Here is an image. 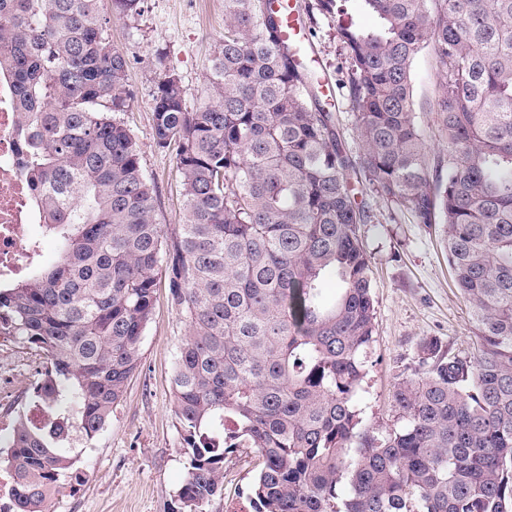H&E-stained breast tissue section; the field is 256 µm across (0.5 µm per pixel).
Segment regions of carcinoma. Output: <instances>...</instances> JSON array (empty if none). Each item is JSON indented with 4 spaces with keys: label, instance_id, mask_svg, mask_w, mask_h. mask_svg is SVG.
<instances>
[{
    "label": "carcinoma",
    "instance_id": "obj_1",
    "mask_svg": "<svg viewBox=\"0 0 512 512\" xmlns=\"http://www.w3.org/2000/svg\"><path fill=\"white\" fill-rule=\"evenodd\" d=\"M347 2L307 12L336 22L347 51L357 158L264 0H224L209 101L188 108L170 70L153 95L155 145L177 146L184 217L170 231L121 118L130 62L97 0H0L23 174L57 243L52 267L0 284V333L43 353L34 395L55 416L14 423L0 512H48L73 475L72 428L91 439L110 423L160 270L187 325L172 378L185 512L221 494L236 448L258 456L252 512H512V0H362L370 29ZM140 4L112 0L122 17ZM426 48L444 78L432 112L448 153L434 164L413 101ZM365 180L442 225L477 340L467 359L422 338L384 428L355 406L375 341Z\"/></svg>",
    "mask_w": 512,
    "mask_h": 512
}]
</instances>
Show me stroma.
I'll return each mask as SVG.
<instances>
[{
  "label": "stroma",
  "instance_id": "obj_1",
  "mask_svg": "<svg viewBox=\"0 0 512 512\" xmlns=\"http://www.w3.org/2000/svg\"><path fill=\"white\" fill-rule=\"evenodd\" d=\"M101 18L115 47L132 64L128 85L134 103L123 116L140 147L142 167L154 188L159 223L183 220L176 150L157 149L152 137V95L161 76L155 63L178 73L188 90L187 104L209 99V67L224 37V0H143L133 18L112 14L111 0H100ZM313 68L328 81L336 105V123L346 147L358 154L354 116L341 97L347 54L336 25L323 15L306 19ZM415 110L429 156L445 153L437 132L433 101L442 77L432 50L414 60ZM374 223L363 225L362 239L371 257L375 305V342L369 373L357 405L365 423L395 421L391 390L397 377L417 365V343L436 336L459 356L474 352L476 338L466 304L452 285L437 226L414 223L392 203L376 198ZM153 318L140 346L141 368L112 413L111 423L94 438L73 432L67 442L81 483L66 481L50 503L51 512H176V493L186 477L187 454L179 434L171 395V377L187 326L173 305L167 273H159ZM43 368L39 350L20 342L0 346V422L13 426L17 415L31 413L33 386ZM253 449L239 448L224 462V489L204 512H250L247 496L255 476Z\"/></svg>",
  "mask_w": 512,
  "mask_h": 512
}]
</instances>
